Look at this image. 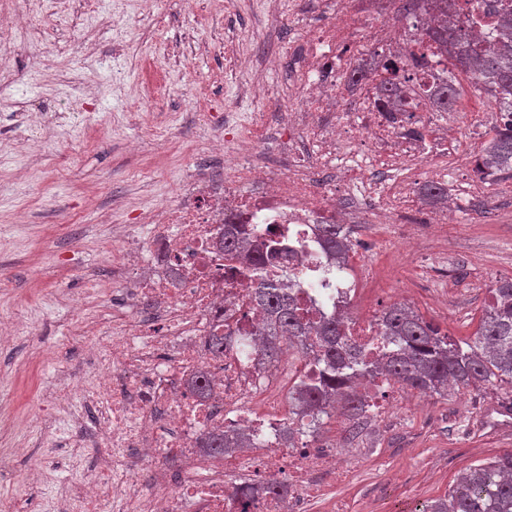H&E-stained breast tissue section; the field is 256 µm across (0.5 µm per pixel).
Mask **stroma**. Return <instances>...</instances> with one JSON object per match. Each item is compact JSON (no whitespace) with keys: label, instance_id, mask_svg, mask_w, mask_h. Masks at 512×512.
<instances>
[{"label":"stroma","instance_id":"obj_1","mask_svg":"<svg viewBox=\"0 0 512 512\" xmlns=\"http://www.w3.org/2000/svg\"><path fill=\"white\" fill-rule=\"evenodd\" d=\"M268 0H19L40 19L31 37L0 40V415L15 419L12 446L26 454L0 473L21 512H53L57 492L96 451L73 448L69 416L49 437L38 398L54 376L78 392L89 377V345L71 338L72 299L110 280L112 233L136 213L176 202L179 184L207 161L210 130L225 113L242 118L288 103L282 69L264 71L265 100L250 92L246 61L259 35L288 44L287 19ZM457 137L448 150L450 190L474 197L457 223L410 225L423 259L363 224L366 247L351 261L358 311L379 317L402 298L425 321L463 340L475 333L496 280L512 277V194L477 190L475 161L491 137ZM319 442L358 446L361 457L304 512H414L443 496L470 467L512 450V388L466 389L440 400L405 392L381 421L353 435L348 421L323 417ZM33 468L38 485L21 483Z\"/></svg>","mask_w":512,"mask_h":512}]
</instances>
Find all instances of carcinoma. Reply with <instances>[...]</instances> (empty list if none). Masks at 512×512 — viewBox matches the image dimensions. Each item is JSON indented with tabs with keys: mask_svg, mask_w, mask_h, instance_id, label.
Instances as JSON below:
<instances>
[{
	"mask_svg": "<svg viewBox=\"0 0 512 512\" xmlns=\"http://www.w3.org/2000/svg\"><path fill=\"white\" fill-rule=\"evenodd\" d=\"M441 21L428 27L430 44L449 53L450 64L472 76L478 89L492 92L500 107L512 106V19L500 24L496 42L473 48L459 38L461 29L452 16L451 0H437ZM433 102L441 112H451L457 100L455 81L436 86ZM475 173L483 181L512 180V122L495 129L476 160ZM431 204L448 196V188L428 183L421 188ZM323 243L336 263L351 251L350 232L343 224L322 225ZM257 308L264 316L268 336L266 352L277 355V340L286 337L312 360L315 371L289 394L291 406L314 416L341 407L351 427L365 418L367 395L360 380H394L409 391L424 396L448 397L450 388L512 387V278L496 281L492 302L485 309L474 337L454 341L426 322L410 307L395 304L377 321V335L396 345L378 357L365 354L362 345L348 336L345 316L325 318L312 325L307 312L277 279H260L253 287ZM247 437L227 431L203 438L212 454L243 448ZM415 512H512V451L471 467L442 498L426 500Z\"/></svg>",
	"mask_w": 512,
	"mask_h": 512,
	"instance_id": "1",
	"label": "carcinoma"
}]
</instances>
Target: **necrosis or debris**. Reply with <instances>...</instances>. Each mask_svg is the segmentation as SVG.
Returning <instances> with one entry per match:
<instances>
[{
    "instance_id": "1",
    "label": "necrosis or debris",
    "mask_w": 512,
    "mask_h": 512,
    "mask_svg": "<svg viewBox=\"0 0 512 512\" xmlns=\"http://www.w3.org/2000/svg\"><path fill=\"white\" fill-rule=\"evenodd\" d=\"M323 17L289 15L302 50L288 70L286 109L225 117L216 135L226 173L184 180L179 202L142 214L145 234L123 225L114 234L118 264L111 282L95 289L88 316L94 377L83 387L94 413L96 465L60 495L57 512H295L311 496L315 470L344 473L350 448L289 443L286 430L308 416H284L276 402L251 399L278 376L261 351L259 313L251 300L256 280L293 272L292 294L313 321L352 312L354 287L322 246L323 224L451 223L458 204H423L422 183H444L448 137H476L466 112H436L430 91L448 78V60L424 39L433 25L428 0L397 17L395 0H320ZM462 31L476 42L492 39L512 15V0H456ZM401 62L399 112L383 111V63ZM273 148L280 163L263 157ZM409 166L397 183L365 182L370 170ZM247 237L277 243L280 265L255 266L225 252L224 242ZM223 337V357L207 343ZM204 377L206 395L191 382ZM236 429L252 445L205 455L200 438ZM152 465L140 485L132 456ZM288 489L265 492L269 480Z\"/></svg>"
}]
</instances>
